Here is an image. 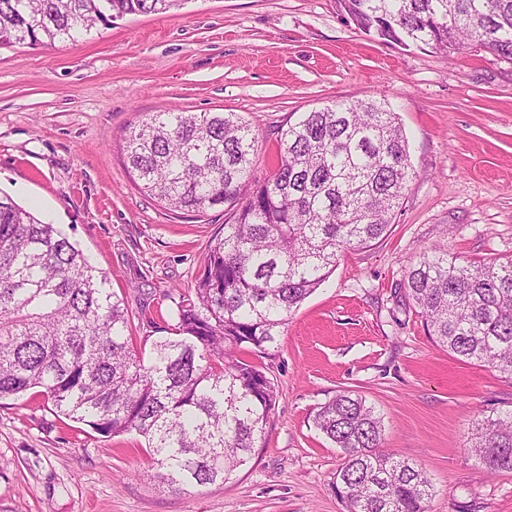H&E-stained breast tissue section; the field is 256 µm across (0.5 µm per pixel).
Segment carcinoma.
<instances>
[{
    "mask_svg": "<svg viewBox=\"0 0 512 512\" xmlns=\"http://www.w3.org/2000/svg\"><path fill=\"white\" fill-rule=\"evenodd\" d=\"M184 0H0V46L72 42L97 24L163 14ZM344 20L386 44L454 54L476 43L512 62V0H336ZM141 190L171 211L232 207L173 335L150 356L131 343L125 301L61 231L0 192V400L39 388L62 415L109 437L146 441L164 484L204 486L249 460L275 389L235 356L274 346L292 312L392 224L412 165L385 103L338 101L281 130L277 163L253 169L259 134L235 113L152 112L125 137ZM404 288L449 353L512 378V259L466 265L419 253ZM344 454L335 489L347 512H427L425 473L383 449V426L342 392L314 415ZM487 472H512V411L476 425Z\"/></svg>",
    "mask_w": 512,
    "mask_h": 512,
    "instance_id": "obj_1",
    "label": "carcinoma"
}]
</instances>
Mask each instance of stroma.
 Here are the masks:
<instances>
[{"label": "stroma", "instance_id": "obj_1", "mask_svg": "<svg viewBox=\"0 0 512 512\" xmlns=\"http://www.w3.org/2000/svg\"><path fill=\"white\" fill-rule=\"evenodd\" d=\"M387 99L414 177L387 234L344 251L260 360L276 404L260 447L226 480L173 490L143 438L103 436L38 390L0 400V512H346L342 452L315 427L348 391L386 447L433 486L428 512H512V473L472 453L475 422L512 410V380L437 346L403 287L421 251L512 258V63L471 45L405 49L344 21L335 0H188L74 43L0 47V191L76 241L123 297L136 336L176 322L223 208L173 212L141 192L125 135L152 112H234L265 151L336 100Z\"/></svg>", "mask_w": 512, "mask_h": 512}]
</instances>
